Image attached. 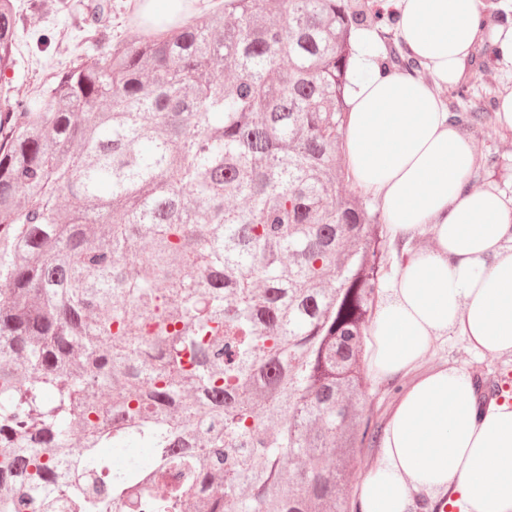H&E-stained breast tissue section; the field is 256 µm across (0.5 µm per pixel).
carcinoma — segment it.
<instances>
[{
    "instance_id": "obj_1",
    "label": "carcinoma",
    "mask_w": 512,
    "mask_h": 512,
    "mask_svg": "<svg viewBox=\"0 0 512 512\" xmlns=\"http://www.w3.org/2000/svg\"><path fill=\"white\" fill-rule=\"evenodd\" d=\"M384 25L220 0L0 86V512H346L389 245L340 143L352 33ZM17 46L0 0L1 73ZM468 87L464 128L496 106ZM131 443L153 463L112 469Z\"/></svg>"
}]
</instances>
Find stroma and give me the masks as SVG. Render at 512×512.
I'll use <instances>...</instances> for the list:
<instances>
[{
	"label": "stroma",
	"mask_w": 512,
	"mask_h": 512,
	"mask_svg": "<svg viewBox=\"0 0 512 512\" xmlns=\"http://www.w3.org/2000/svg\"><path fill=\"white\" fill-rule=\"evenodd\" d=\"M33 2L14 0L20 44L15 53V65L6 71L5 78L14 95L19 97L29 94L50 70L64 68L74 57L86 62L97 59L107 49L110 39L124 34L134 7L133 0H110L112 11L106 24L107 32L102 35L89 11L96 0H69L71 8L65 12L56 11V0H41L38 8ZM47 34L51 35L52 43L46 47L40 40ZM467 78L471 86L461 102L465 108L481 107L486 95H497L512 87V69L501 65L472 68ZM467 135L474 146V183L481 188L492 183L483 170V163L487 158H497L501 173L494 183L511 197L512 131L494 121L468 129ZM446 362L462 367L471 376L490 379L498 375L502 365L512 363V356L478 354L461 337L452 336L447 343L428 352L422 366L429 369Z\"/></svg>",
	"instance_id": "1"
}]
</instances>
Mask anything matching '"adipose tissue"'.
<instances>
[{"mask_svg": "<svg viewBox=\"0 0 512 512\" xmlns=\"http://www.w3.org/2000/svg\"><path fill=\"white\" fill-rule=\"evenodd\" d=\"M419 71L381 67L359 31L343 149L357 186L378 203L407 257L384 284L366 338L367 373L411 375L384 427L380 462L355 492L357 512H512V396L482 404L473 378L444 364L420 371L448 336L512 353V197L472 186L474 148L442 93L479 44L512 64V27L487 31L485 0H381ZM429 236L431 245L416 242Z\"/></svg>", "mask_w": 512, "mask_h": 512, "instance_id": "ef3b65f1", "label": "adipose tissue"}]
</instances>
